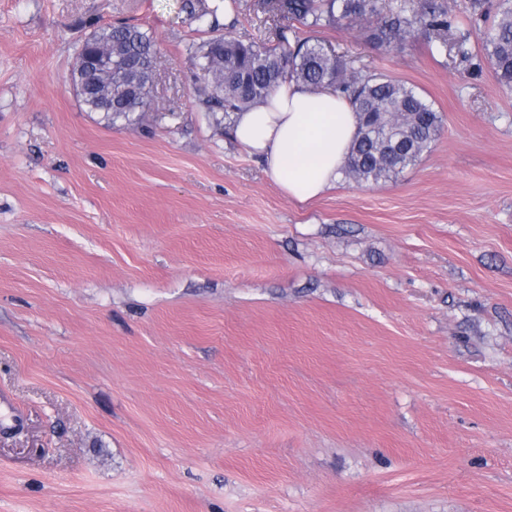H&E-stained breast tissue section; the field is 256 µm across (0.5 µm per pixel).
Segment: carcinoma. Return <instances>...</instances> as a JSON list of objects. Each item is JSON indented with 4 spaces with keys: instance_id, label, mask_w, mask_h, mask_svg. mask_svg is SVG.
I'll return each mask as SVG.
<instances>
[{
    "instance_id": "obj_1",
    "label": "carcinoma",
    "mask_w": 512,
    "mask_h": 512,
    "mask_svg": "<svg viewBox=\"0 0 512 512\" xmlns=\"http://www.w3.org/2000/svg\"><path fill=\"white\" fill-rule=\"evenodd\" d=\"M257 9L277 23L271 42H244L227 33L200 45L190 44L200 104L216 123L264 103L283 82L306 87L330 86L348 98L358 115L359 134L345 166L357 183H377L414 164L435 141L441 115L407 83L366 72L357 60L318 41L298 36L297 26L317 29L344 20H376L369 39L402 43L419 33L434 37L433 47L448 50L446 36L455 25L447 0H401L387 17L382 0H258ZM187 18L218 27V13L229 11L238 23V0H181ZM98 48L112 53V74L86 80L84 56ZM157 45L142 26L121 21L92 31L77 50L73 84L86 83L80 95L89 112L108 122L127 119L148 108L149 80L142 67ZM482 50L497 82L512 87V0H498L494 22Z\"/></svg>"
}]
</instances>
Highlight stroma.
I'll return each instance as SVG.
<instances>
[{
    "label": "stroma",
    "instance_id": "35a3bbf8",
    "mask_svg": "<svg viewBox=\"0 0 512 512\" xmlns=\"http://www.w3.org/2000/svg\"><path fill=\"white\" fill-rule=\"evenodd\" d=\"M180 0H0V512H512V89L490 20L311 38L442 116L397 179L290 201L198 103ZM157 41L151 107L71 73ZM98 48L111 51L112 75H93L87 79V90L78 94L87 111L103 113L111 124L129 119L134 112H144L149 106V80L142 67L156 53L153 36L139 24L128 21L92 31L77 50L72 78L75 88L87 76L82 66L84 55Z\"/></svg>",
    "mask_w": 512,
    "mask_h": 512
}]
</instances>
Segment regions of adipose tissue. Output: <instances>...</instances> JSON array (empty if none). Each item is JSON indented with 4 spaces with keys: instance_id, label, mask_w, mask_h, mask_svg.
Masks as SVG:
<instances>
[{
    "instance_id": "adipose-tissue-1",
    "label": "adipose tissue",
    "mask_w": 512,
    "mask_h": 512,
    "mask_svg": "<svg viewBox=\"0 0 512 512\" xmlns=\"http://www.w3.org/2000/svg\"><path fill=\"white\" fill-rule=\"evenodd\" d=\"M358 130L352 104L332 88L281 84L268 102L238 113V143L279 189L304 205L335 187Z\"/></svg>"
}]
</instances>
